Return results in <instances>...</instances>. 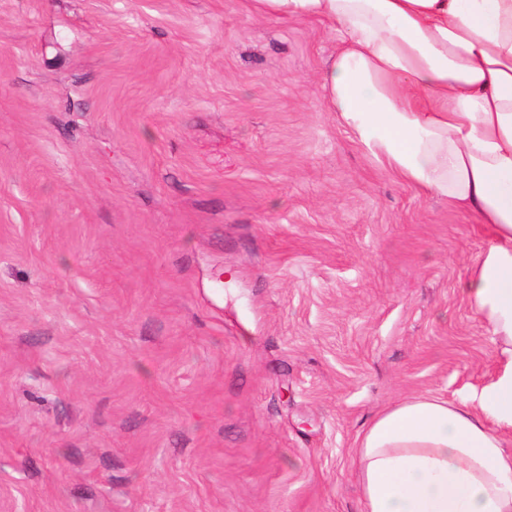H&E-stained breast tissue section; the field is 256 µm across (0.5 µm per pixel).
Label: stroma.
I'll list each match as a JSON object with an SVG mask.
<instances>
[{
	"instance_id": "obj_1",
	"label": "stroma",
	"mask_w": 512,
	"mask_h": 512,
	"mask_svg": "<svg viewBox=\"0 0 512 512\" xmlns=\"http://www.w3.org/2000/svg\"><path fill=\"white\" fill-rule=\"evenodd\" d=\"M249 0H0V512H364L385 407L503 361L479 224Z\"/></svg>"
}]
</instances>
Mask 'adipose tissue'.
Segmentation results:
<instances>
[{"mask_svg":"<svg viewBox=\"0 0 512 512\" xmlns=\"http://www.w3.org/2000/svg\"><path fill=\"white\" fill-rule=\"evenodd\" d=\"M316 18L339 47L326 106L418 192L474 217L489 245L461 291L504 358L471 403L402 401L364 430L365 512H512V0H251Z\"/></svg>","mask_w":512,"mask_h":512,"instance_id":"1","label":"adipose tissue"}]
</instances>
